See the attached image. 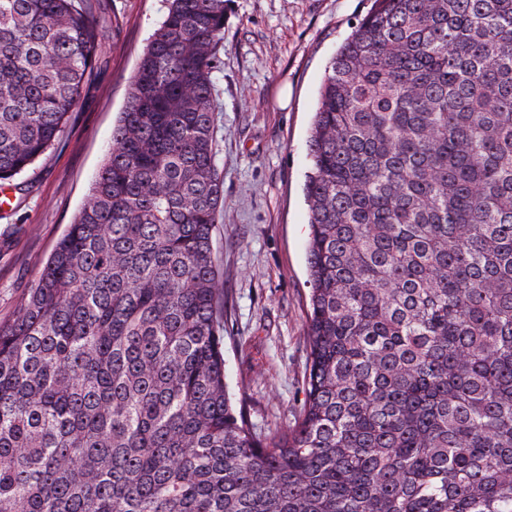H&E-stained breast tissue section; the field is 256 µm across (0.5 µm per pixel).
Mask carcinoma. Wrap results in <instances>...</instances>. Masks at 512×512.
I'll use <instances>...</instances> for the list:
<instances>
[{"label":"carcinoma","mask_w":512,"mask_h":512,"mask_svg":"<svg viewBox=\"0 0 512 512\" xmlns=\"http://www.w3.org/2000/svg\"><path fill=\"white\" fill-rule=\"evenodd\" d=\"M0 0V185L60 138L103 32ZM169 0L112 147L0 325V512H512V0H374L325 72L309 373L263 439L224 374L212 72Z\"/></svg>","instance_id":"cac0c4a2"}]
</instances>
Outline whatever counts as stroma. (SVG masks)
Segmentation results:
<instances>
[{"label":"stroma","instance_id":"1","mask_svg":"<svg viewBox=\"0 0 512 512\" xmlns=\"http://www.w3.org/2000/svg\"><path fill=\"white\" fill-rule=\"evenodd\" d=\"M372 0H227L212 73L224 209L213 230L224 280V361L233 402L264 437L294 425L308 373L303 186L325 68ZM104 43L60 140L0 208V323L84 204L112 144L131 77L166 0H87Z\"/></svg>","mask_w":512,"mask_h":512}]
</instances>
